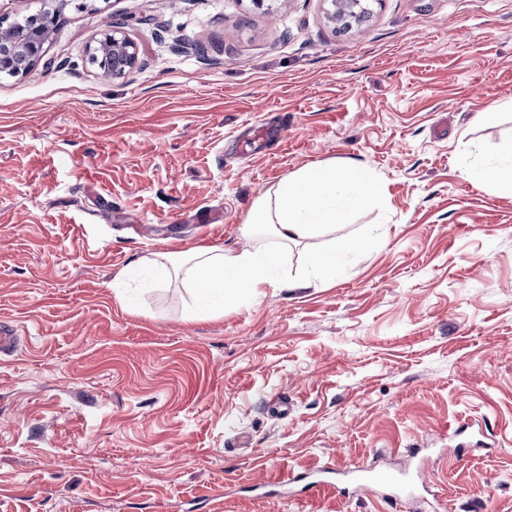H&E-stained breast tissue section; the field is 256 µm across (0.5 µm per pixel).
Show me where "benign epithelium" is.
Returning a JSON list of instances; mask_svg holds the SVG:
<instances>
[{"instance_id": "obj_1", "label": "benign epithelium", "mask_w": 512, "mask_h": 512, "mask_svg": "<svg viewBox=\"0 0 512 512\" xmlns=\"http://www.w3.org/2000/svg\"><path fill=\"white\" fill-rule=\"evenodd\" d=\"M328 18L341 21L350 15L360 0H329ZM69 4L78 8L87 6L85 0H45V7L35 15L25 18L13 26H0V74L19 76L26 74L42 58L46 43L52 37L57 18ZM92 61L112 58L113 67H102L97 75L103 80L124 77L138 61L136 45L128 38L123 28L111 26L89 46Z\"/></svg>"}]
</instances>
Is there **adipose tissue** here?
I'll list each match as a JSON object with an SVG mask.
<instances>
[{"label": "adipose tissue", "mask_w": 512, "mask_h": 512, "mask_svg": "<svg viewBox=\"0 0 512 512\" xmlns=\"http://www.w3.org/2000/svg\"><path fill=\"white\" fill-rule=\"evenodd\" d=\"M382 194L381 185L362 169L313 164L281 180L274 201L254 203L244 233L250 237L267 231L285 243L333 233L354 211ZM184 256L191 261L186 278L194 314L223 315L226 297L256 295L280 282L283 257L273 250L197 248ZM184 256L172 252L161 260L148 258L140 269L146 279L161 283Z\"/></svg>", "instance_id": "ef3b65f1"}]
</instances>
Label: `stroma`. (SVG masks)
<instances>
[{"instance_id": "stroma-1", "label": "stroma", "mask_w": 512, "mask_h": 512, "mask_svg": "<svg viewBox=\"0 0 512 512\" xmlns=\"http://www.w3.org/2000/svg\"><path fill=\"white\" fill-rule=\"evenodd\" d=\"M328 7L89 0L0 77V512H387L362 462L414 476L399 512H512V192L466 177L512 139V0ZM113 22L139 63L103 83ZM321 162L384 189L333 279L319 237L220 317L125 286L157 254L276 248L246 213Z\"/></svg>"}]
</instances>
